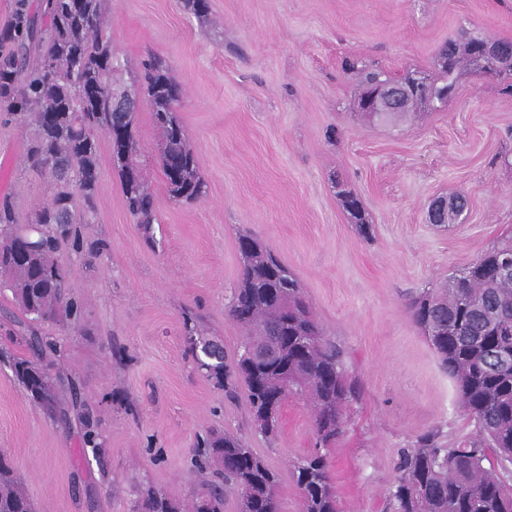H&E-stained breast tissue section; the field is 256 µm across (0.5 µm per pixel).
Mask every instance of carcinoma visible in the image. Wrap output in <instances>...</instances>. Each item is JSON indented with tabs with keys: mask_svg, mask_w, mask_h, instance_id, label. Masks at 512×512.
<instances>
[{
	"mask_svg": "<svg viewBox=\"0 0 512 512\" xmlns=\"http://www.w3.org/2000/svg\"><path fill=\"white\" fill-rule=\"evenodd\" d=\"M67 0H16L13 22L0 31V109L18 117L30 129L26 160L48 171L53 179L51 200L37 219L21 224L9 200L0 202V272L15 302L27 317L24 325L30 358H17L13 371L27 396L50 404L49 414L67 417L63 393L70 384L50 373L45 349L52 343L37 327L75 303L65 293L64 276L49 274L59 267V239L65 225L87 224L95 218L99 179V134L115 124L130 129L128 139L112 144L126 207L145 232L156 221L153 195L146 181L130 176L141 164L135 142L136 113L112 111V33L103 0H86L74 14L60 6ZM484 43L477 31L453 40L452 61L437 55L429 84L436 90L455 88L456 73L475 65L473 49ZM163 140L161 164L171 195L193 200L202 193L193 147L174 113L172 93L181 91L158 62L147 65L139 84ZM82 202V211L75 202ZM344 206L370 238L359 198L345 193ZM239 249L256 246L245 260L240 283L232 289L228 312L246 331L239 353L226 361L222 346L213 343L212 357L203 359L198 344L191 353L204 374L231 391L243 382L254 421L262 412V394L298 397L313 410V426L343 428L342 405L352 394L336 344L325 336L306 303L297 278L264 245L242 235ZM408 308L414 322L453 380L460 410L473 432L452 447L431 434L400 457L389 496L396 512H512V485L503 471L512 464V277L502 279L491 264L451 272L436 288L413 296ZM498 310L490 320L485 309ZM254 345L267 360L243 366L242 351ZM319 448L294 465L301 512H338L328 458ZM206 455L220 471L222 483H212L189 503L158 490L146 492L139 512H224L227 496L235 497L237 512H281L279 474L237 437L214 436ZM0 512H32L14 468L0 458Z\"/></svg>",
	"mask_w": 512,
	"mask_h": 512,
	"instance_id": "obj_1",
	"label": "carcinoma"
}]
</instances>
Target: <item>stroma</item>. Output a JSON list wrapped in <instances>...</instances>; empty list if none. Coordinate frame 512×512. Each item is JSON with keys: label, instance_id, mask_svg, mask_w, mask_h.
I'll list each match as a JSON object with an SVG mask.
<instances>
[{"label": "stroma", "instance_id": "obj_1", "mask_svg": "<svg viewBox=\"0 0 512 512\" xmlns=\"http://www.w3.org/2000/svg\"><path fill=\"white\" fill-rule=\"evenodd\" d=\"M105 0L112 45L129 83L152 58L183 88L177 116L203 180L194 200L172 197L149 106L137 114L143 177L157 223L128 213L108 139H101L97 216L78 225L82 251L58 261L78 321L40 332L56 343L52 372L72 380L70 423L50 420L15 381L27 355L9 289L0 288V454L35 512H131L152 486L179 501L201 488L199 439L218 429L245 441L280 475L282 512H300L292 463L314 448L312 413L291 399L278 437L252 424L244 387L227 394L198 370L190 337L221 343L244 332L228 314L244 263L238 239L261 241L293 272L326 336L345 353L358 396L328 449L340 512H392L402 452L428 433L451 444L472 426L453 382L407 308L512 237V95L503 79L461 71L435 109L393 126L356 101L344 58L393 78L434 73L440 45L464 31L512 40V0ZM28 131L0 113V197L20 222L49 200V178L24 162ZM355 192L372 226L358 232L342 204ZM464 192L466 221L427 220L430 200ZM90 416L99 451L83 443Z\"/></svg>", "mask_w": 512, "mask_h": 512}]
</instances>
